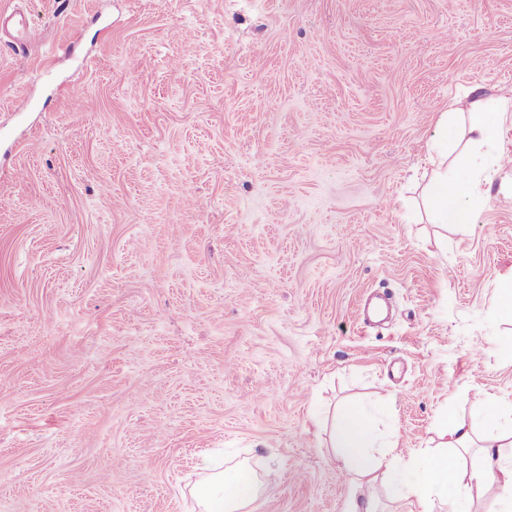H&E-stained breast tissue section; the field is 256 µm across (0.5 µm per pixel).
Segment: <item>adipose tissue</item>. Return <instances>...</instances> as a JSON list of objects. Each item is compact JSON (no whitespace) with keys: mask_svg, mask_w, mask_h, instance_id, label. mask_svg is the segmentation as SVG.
Segmentation results:
<instances>
[{"mask_svg":"<svg viewBox=\"0 0 512 512\" xmlns=\"http://www.w3.org/2000/svg\"><path fill=\"white\" fill-rule=\"evenodd\" d=\"M467 133L475 152L448 159L452 136V112H442L440 137L434 146L432 175L423 189V206L435 224H472L484 203L482 185L497 158L492 149L497 141L498 118L507 109L500 99L486 95L482 86H473ZM441 450L427 455L409 454L402 458L378 445L367 409L357 405L342 407L333 420L330 446L350 474L351 512H376L379 488H394L397 496L414 506L415 512H435L444 504L448 512H466L465 499L458 493L461 482V450L474 442V429L455 413L443 415ZM202 512H249L259 497L256 481L247 474L225 480L223 473L207 474L194 491Z\"/></svg>","mask_w":512,"mask_h":512,"instance_id":"ef3b65f1","label":"adipose tissue"}]
</instances>
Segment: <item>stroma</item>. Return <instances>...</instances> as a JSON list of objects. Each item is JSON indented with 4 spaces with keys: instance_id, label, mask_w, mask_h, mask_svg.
<instances>
[{
    "instance_id": "1",
    "label": "stroma",
    "mask_w": 512,
    "mask_h": 512,
    "mask_svg": "<svg viewBox=\"0 0 512 512\" xmlns=\"http://www.w3.org/2000/svg\"><path fill=\"white\" fill-rule=\"evenodd\" d=\"M0 512H343L349 402L399 455L512 409V168L411 222L438 112L512 98V0H0ZM33 107L16 116L20 96ZM32 33L30 19L24 13H13L0 18V42L3 37L14 50H23L31 39ZM198 506L203 512H245L259 497L256 480L241 473L230 481L224 480V472L207 474L194 491Z\"/></svg>"
}]
</instances>
